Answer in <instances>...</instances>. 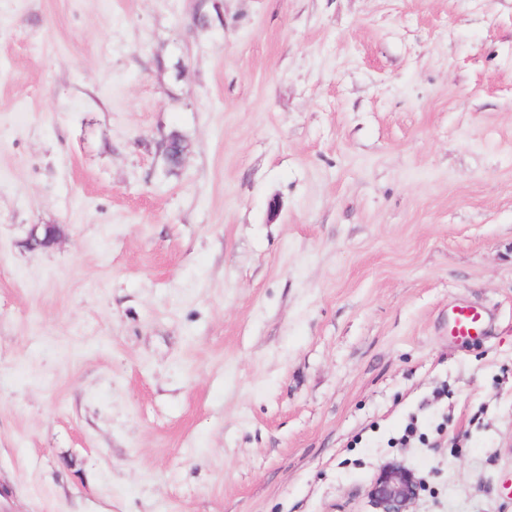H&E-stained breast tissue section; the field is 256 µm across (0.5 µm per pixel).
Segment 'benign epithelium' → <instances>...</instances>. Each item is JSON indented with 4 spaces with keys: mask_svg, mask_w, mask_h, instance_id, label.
<instances>
[{
    "mask_svg": "<svg viewBox=\"0 0 512 512\" xmlns=\"http://www.w3.org/2000/svg\"><path fill=\"white\" fill-rule=\"evenodd\" d=\"M55 224L43 227V237L32 236L33 245L49 247L59 239ZM423 489L422 480L399 461L384 464L368 489V496L378 512H411Z\"/></svg>",
    "mask_w": 512,
    "mask_h": 512,
    "instance_id": "7a95c632",
    "label": "benign epithelium"
}]
</instances>
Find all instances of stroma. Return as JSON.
<instances>
[{
  "instance_id": "1",
  "label": "stroma",
  "mask_w": 512,
  "mask_h": 512,
  "mask_svg": "<svg viewBox=\"0 0 512 512\" xmlns=\"http://www.w3.org/2000/svg\"><path fill=\"white\" fill-rule=\"evenodd\" d=\"M393 460L512 512V0H0V512H376ZM483 316L476 310L460 308L453 314L452 332L456 340H474L482 334Z\"/></svg>"
}]
</instances>
